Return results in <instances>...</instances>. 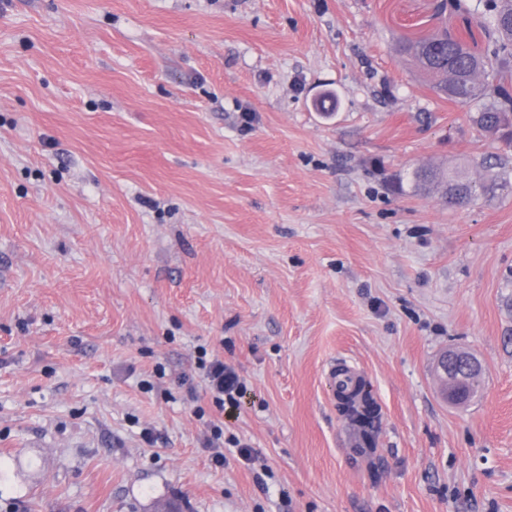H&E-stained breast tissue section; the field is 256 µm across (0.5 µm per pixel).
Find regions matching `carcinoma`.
Returning a JSON list of instances; mask_svg holds the SVG:
<instances>
[{"label": "carcinoma", "instance_id": "carcinoma-1", "mask_svg": "<svg viewBox=\"0 0 512 512\" xmlns=\"http://www.w3.org/2000/svg\"><path fill=\"white\" fill-rule=\"evenodd\" d=\"M463 11L471 15L476 29L466 35L448 27L432 29L415 40H403L399 50L433 79V89L448 100L468 108L467 117L477 127L498 132L506 146H512V0H442L436 15ZM485 174L479 181L431 169L417 172L424 182L443 184L447 202L467 204L480 197L493 198L512 188V171L502 165L481 163ZM345 412L360 428L367 442L371 410L363 404H346Z\"/></svg>", "mask_w": 512, "mask_h": 512}]
</instances>
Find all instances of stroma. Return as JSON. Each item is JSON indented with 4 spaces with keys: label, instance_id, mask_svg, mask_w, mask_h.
Returning a JSON list of instances; mask_svg holds the SVG:
<instances>
[{
    "label": "stroma",
    "instance_id": "obj_1",
    "mask_svg": "<svg viewBox=\"0 0 512 512\" xmlns=\"http://www.w3.org/2000/svg\"><path fill=\"white\" fill-rule=\"evenodd\" d=\"M435 2L0 0V512H512V192L417 184L501 150L395 49ZM207 351L203 349V356L199 357L198 368L202 370L205 392L212 403L220 410L228 405L233 407L244 390V381L236 368L224 362L219 355L206 358ZM203 357L205 359H203ZM441 369L448 385V397L454 402H464L468 396L469 387L474 389L479 385V366L467 353L450 350ZM473 381L470 385V382ZM355 402L346 403L345 412L348 414L350 419L361 429L360 434L362 437L368 442L371 443L373 437H369L370 434V425H371V410L370 408L363 404L359 406H354Z\"/></svg>",
    "mask_w": 512,
    "mask_h": 512
}]
</instances>
